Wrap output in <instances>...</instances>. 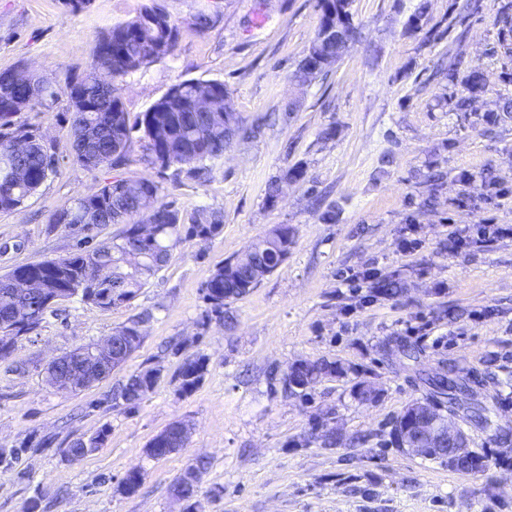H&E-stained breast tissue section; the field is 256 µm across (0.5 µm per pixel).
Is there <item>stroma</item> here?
<instances>
[{"instance_id": "35a3bbf8", "label": "stroma", "mask_w": 512, "mask_h": 512, "mask_svg": "<svg viewBox=\"0 0 512 512\" xmlns=\"http://www.w3.org/2000/svg\"><path fill=\"white\" fill-rule=\"evenodd\" d=\"M179 26L173 54L117 85L130 117L189 79L218 80L244 123L263 118L254 138L234 139L200 180L143 164L139 147L117 167L89 169L72 156L66 95L17 114L59 160L39 190L0 212V275L74 253L78 237L51 216L106 182H160L183 219L218 211L224 229L185 240L129 305L102 308L72 299L0 359V512H186L173 479L198 456L210 467L198 512H512V238L450 254L452 224H512V0H353L361 36L341 60L308 82L293 73L313 41L316 0H0V71L29 69L64 87L92 62L95 42L149 2ZM213 25L199 31L197 14ZM421 14L419 28L410 19ZM483 87L465 88L471 72ZM301 167L300 180H284ZM473 182H466L464 174ZM278 183L275 201L266 191ZM335 211V223L323 214ZM295 229L288 259L234 302L231 325L200 331L201 285L225 258L272 227ZM416 240L412 253L402 240ZM377 268L399 281L397 295L349 293L339 277ZM144 316V339L99 384L60 393L45 381L53 359L100 343ZM425 321V336L402 322ZM208 358L199 388L182 397L172 380L180 360L169 341ZM335 361L342 372L302 399L286 396L282 374L297 361ZM456 366L475 380L495 430L466 424L486 470L461 473L398 448L391 431L427 377ZM162 376L138 410L113 409V389L133 372ZM370 380L378 398L352 390ZM190 427L184 448L147 456L172 421ZM108 428L104 447L70 461L71 443ZM334 428L335 447L320 436ZM52 447H40L42 438ZM145 473L135 494L117 485Z\"/></svg>"}]
</instances>
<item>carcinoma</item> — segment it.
<instances>
[{"label":"carcinoma","mask_w":512,"mask_h":512,"mask_svg":"<svg viewBox=\"0 0 512 512\" xmlns=\"http://www.w3.org/2000/svg\"><path fill=\"white\" fill-rule=\"evenodd\" d=\"M320 11L317 36L311 44L318 55L326 59L320 69L324 73L337 63L345 43L360 35L352 23L350 0H318ZM347 17L343 36H328L329 28L336 26L339 13ZM179 28L160 6L143 7L130 21L117 24L97 40L93 62L83 73L72 77L63 89L71 107V134L73 159L85 167L117 166L124 160L132 142V132L140 133V160L148 167L162 170L187 168L186 174L199 178L208 171L207 163L224 157V152L235 138H246L253 129L244 125L226 103L224 83L214 80H184L173 85L151 107L135 120H130L123 102L116 94V82L130 73L147 68L173 53ZM111 76V90L101 92L99 73ZM210 99L209 110L199 112L194 102L201 95ZM57 97L49 85L38 98L29 93V84L20 78L12 80L9 72H0V211H9L34 194L50 174L56 171L57 161L49 148L32 130L12 126V117L24 110ZM27 138V153L22 157L24 173L17 178L13 173L16 154L13 141ZM162 187L146 178H121L105 183L97 191L74 199L60 212L52 215L50 223L87 230L83 245L64 258L20 265L10 275L25 291L22 299L29 310L19 311L13 301L0 296V332L22 321L31 332L39 328L46 314L54 306L73 298L99 307L117 308L130 302L146 283L169 261L171 251L183 239L207 243L223 230L224 218L219 211L199 215L186 224L172 204L162 200ZM106 215L111 224H123L121 235L101 241L86 249L94 239L91 235L100 223L94 217ZM295 229L278 225L253 244L250 250L231 256L214 266L201 286L205 306L201 327L213 319L226 321L228 306L245 296L266 276L276 271L287 259L294 243ZM99 255L107 267L106 275L89 288L80 287L81 279L91 276L87 261L92 254ZM139 317L118 327L116 336H127L120 341L113 354L112 366L119 367L139 347L142 340ZM207 372V358L197 352L186 356L173 376L177 391L182 396L192 394L202 383ZM339 372L336 362L326 359L301 362V367L282 377L284 392L289 396H306V390L315 381ZM161 370L149 368L130 374L112 393V408L125 412L136 411L160 380ZM434 394L448 399V404L461 408L466 418L476 426L490 428L493 422L490 408L470 384V379L450 367L430 378ZM378 396L368 381L355 384L354 397L359 402H372ZM443 402L436 399L419 405L416 410H404L396 419L394 437L398 446L409 440L423 449V458L437 460L465 472H478L486 467L485 456L474 452L470 461L463 463L448 446V439L440 434H425L418 423L435 419L441 413ZM108 429L96 435L79 439L66 450L70 460L84 457L106 443ZM189 429L182 436L170 434L160 440H151L148 456L159 459L184 447ZM208 460L199 457L191 462L172 482L171 492L180 494L188 503V512L199 506L198 496ZM143 474L130 471L118 485V491L131 495L138 491Z\"/></svg>","instance_id":"1"}]
</instances>
